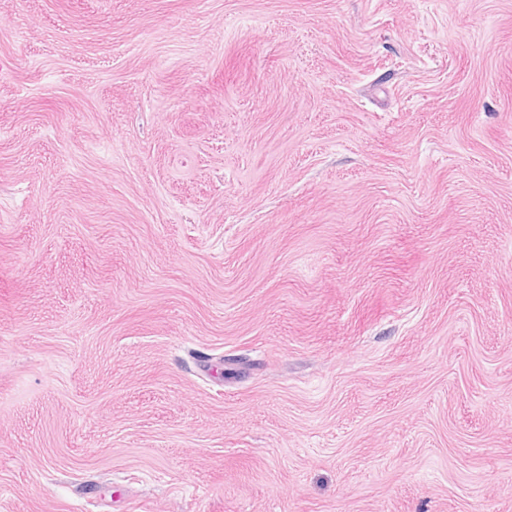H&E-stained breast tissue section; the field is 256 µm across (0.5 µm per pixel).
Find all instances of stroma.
Returning <instances> with one entry per match:
<instances>
[{"label":"stroma","mask_w":512,"mask_h":512,"mask_svg":"<svg viewBox=\"0 0 512 512\" xmlns=\"http://www.w3.org/2000/svg\"><path fill=\"white\" fill-rule=\"evenodd\" d=\"M0 512H512V0H0Z\"/></svg>","instance_id":"obj_1"}]
</instances>
